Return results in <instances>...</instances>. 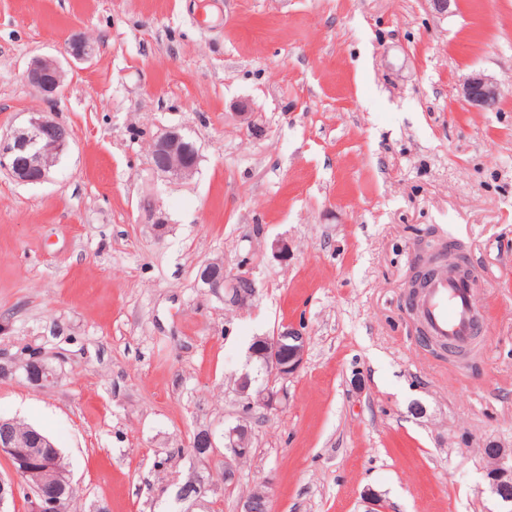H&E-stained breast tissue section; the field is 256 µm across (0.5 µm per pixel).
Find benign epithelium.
Listing matches in <instances>:
<instances>
[{"label":"benign epithelium","mask_w":512,"mask_h":512,"mask_svg":"<svg viewBox=\"0 0 512 512\" xmlns=\"http://www.w3.org/2000/svg\"><path fill=\"white\" fill-rule=\"evenodd\" d=\"M64 79L62 65L50 58L32 60L22 73V80L33 91L46 99L55 97ZM461 96L472 105L490 111L497 108L502 97L497 83L482 72H473L462 82ZM64 125L49 119L43 112H35L28 123L0 138V168L9 171L17 180L25 183H41L49 178L68 145L70 133L62 132ZM199 150H190L182 130L170 127L161 130L151 139L148 165L152 172L168 175L177 179L190 176L197 167ZM202 278L210 291L224 303L243 307L253 299L256 293L254 281L246 272L235 276L231 284H226V269L221 259L209 260L200 269ZM307 348L306 336L300 328L284 324L271 336H258L254 340L251 354L258 357L267 377L271 380H286L294 375L304 362ZM28 374L24 378L30 384L44 387L56 379V375L47 378L35 374L34 369H42L46 362L36 353L26 361ZM237 390L246 406L271 408L277 405L284 393L268 384L256 390L251 382L241 376ZM217 448L211 429L201 428L195 432L193 452L196 457H209ZM249 429L241 424L224 433V482L236 478V465L248 458ZM0 458L10 462L26 460L32 464L28 475L33 482L34 494L30 495L31 510L46 512L47 508L61 501V498L80 490L74 483L70 472L59 464L58 455L53 448H26L19 445L6 431L0 432ZM496 462L494 472L488 473L492 494L505 504L512 503V464L501 448L493 452ZM206 492L205 483L200 479H191L183 485L181 499L199 501ZM17 486L13 478L0 477V512L15 500ZM268 495L260 491V496H248L240 512H267Z\"/></svg>","instance_id":"obj_1"}]
</instances>
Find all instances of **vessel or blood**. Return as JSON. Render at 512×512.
<instances>
[{"instance_id": "obj_1", "label": "vessel or blood", "mask_w": 512, "mask_h": 512, "mask_svg": "<svg viewBox=\"0 0 512 512\" xmlns=\"http://www.w3.org/2000/svg\"><path fill=\"white\" fill-rule=\"evenodd\" d=\"M409 303L416 307L426 334L448 345H468L487 331L480 319L475 275L432 266L426 286Z\"/></svg>"}]
</instances>
